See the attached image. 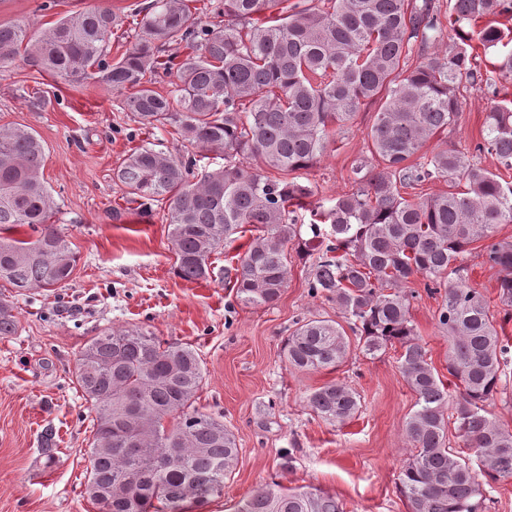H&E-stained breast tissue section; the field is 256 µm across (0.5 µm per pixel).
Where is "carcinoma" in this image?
Instances as JSON below:
<instances>
[{
  "label": "carcinoma",
  "instance_id": "obj_1",
  "mask_svg": "<svg viewBox=\"0 0 512 512\" xmlns=\"http://www.w3.org/2000/svg\"><path fill=\"white\" fill-rule=\"evenodd\" d=\"M152 0L130 30L129 46L110 58L112 30L123 18L97 5L48 27L0 22V66L23 58L39 73L70 83L93 79L122 95L123 110L144 128L171 127L196 155L147 143L115 172L131 200L167 207L178 276L207 281L212 257L245 226L248 249L224 270L246 306L275 302L288 277V247L318 257L308 293L336 303L344 322L311 317L295 323L284 344L289 368L335 370L350 354L375 358L401 348L399 370L414 393L398 488L409 512H488L477 477L512 483V428L490 407L512 376V346L499 336L491 300L469 283L461 257L482 243L490 267L503 273L498 303L512 318V241L495 240L512 223V182L429 140L456 123L460 88L474 83L479 54L503 45L489 16H512V0H448L460 42L440 52V0ZM207 20H202V17ZM184 45L179 56L168 53ZM169 78V90L155 89ZM512 81V53L491 63L485 84ZM379 103L368 151L377 161L352 167L354 190L314 205L308 170L336 131ZM487 134L475 151L491 152L512 170V99L494 102ZM39 135L0 126V336H13L14 299L70 286L77 254L52 222L58 205L43 179ZM448 190L417 200L403 196L431 181ZM28 227V238L10 233ZM439 295L437 322L448 336L454 392L429 362L411 320V278ZM204 366L189 345L163 344L147 327L104 328L76 361L75 382L92 417L84 495L99 512H186L224 492L238 465L235 434L197 407ZM323 422L343 425L361 402L345 383L328 382L307 397ZM462 446L451 445L448 430ZM236 512H344L318 490L265 484Z\"/></svg>",
  "mask_w": 512,
  "mask_h": 512
}]
</instances>
